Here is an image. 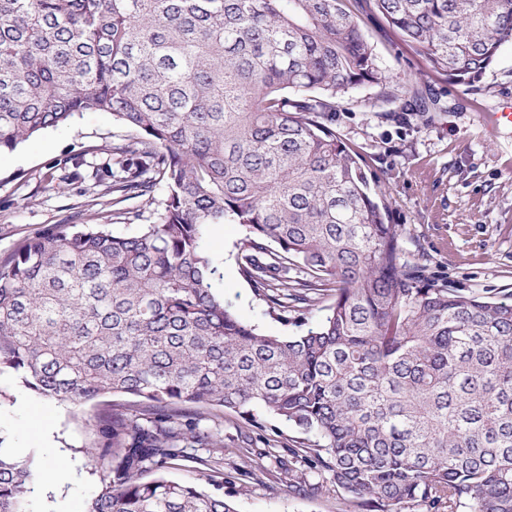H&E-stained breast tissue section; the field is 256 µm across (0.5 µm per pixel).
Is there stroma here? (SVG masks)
<instances>
[{"label":"stroma","instance_id":"35a3bbf8","mask_svg":"<svg viewBox=\"0 0 512 512\" xmlns=\"http://www.w3.org/2000/svg\"><path fill=\"white\" fill-rule=\"evenodd\" d=\"M350 9L394 80L424 69L422 57L399 40L367 0H351ZM430 88L445 111L389 112L375 103L378 88L353 90L336 103V130L378 176L389 203V221L403 228L411 258L455 287L498 298L512 291V128L487 137L475 117L512 104V42L501 47L479 80L467 85L434 81ZM117 133L109 114L90 110L68 126L0 153V261L47 225L87 224L98 210H111V194L93 186L89 174L92 164L106 160ZM78 156L87 161L82 181L58 191L65 162ZM241 236L237 224H221L210 232L214 249L224 255L220 291L225 301L242 320L265 332L291 334V327L267 314L240 275L234 253ZM22 389L15 376H0V446L26 449L43 469L61 458L74 470L73 481L56 493L34 489L30 512H84L97 490L81 451L92 438L85 419L94 407L79 412L33 394L29 407L23 408L16 404ZM257 418L260 425L255 428L235 412L219 413L223 451L197 449L196 461L179 462L168 469V477L192 481L204 468L215 469L221 494L236 502L238 512H342L344 504L335 493L311 492L319 477L308 470H298L300 485L289 491L280 461L296 432L265 413ZM43 419L55 425L49 445L36 440ZM247 437L254 451L274 446L254 476L240 471L239 448Z\"/></svg>","mask_w":512,"mask_h":512}]
</instances>
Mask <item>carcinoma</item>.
Masks as SVG:
<instances>
[{"label": "carcinoma", "instance_id": "obj_1", "mask_svg": "<svg viewBox=\"0 0 512 512\" xmlns=\"http://www.w3.org/2000/svg\"><path fill=\"white\" fill-rule=\"evenodd\" d=\"M369 2L436 79L471 83L512 42V0ZM366 86L389 112L446 111L392 82L348 0H0V152L106 112L125 131L109 188L140 201L0 262V374L75 407L138 398L87 419L85 512H238L163 475L186 448L224 447L175 424L186 406L293 427L288 487L302 463L344 512H512V293L405 257L333 125ZM219 224L242 227L239 272L291 335L224 302ZM34 469L0 448V512H26Z\"/></svg>", "mask_w": 512, "mask_h": 512}]
</instances>
